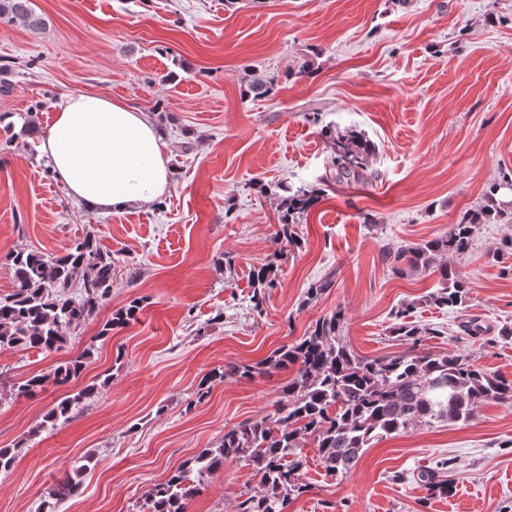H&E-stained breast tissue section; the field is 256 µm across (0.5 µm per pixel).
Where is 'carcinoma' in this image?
Returning a JSON list of instances; mask_svg holds the SVG:
<instances>
[{"label":"carcinoma","instance_id":"1","mask_svg":"<svg viewBox=\"0 0 512 512\" xmlns=\"http://www.w3.org/2000/svg\"><path fill=\"white\" fill-rule=\"evenodd\" d=\"M19 20L31 30L45 20L31 0H0V19ZM333 154L336 180L359 181L370 168L376 145L357 127L322 130ZM512 175L486 187L478 211L464 214L456 223L425 243L388 245L383 259L395 273L429 269L439 274L437 290L426 301L440 308L466 306L467 285L461 275L440 261L444 256H463L473 243L475 227L487 220L512 225V199L503 188ZM318 201L316 193L299 188L282 199L280 232L286 235ZM13 290L0 295V349L36 350L49 353L61 349L71 328L93 317L112 293L115 259L87 234L62 255L38 249H23L10 256ZM274 262L252 272L251 304L261 312L265 290L276 287ZM142 310L133 300L112 315L99 337L138 319ZM410 310L395 313L393 333L411 348L396 356L364 358L341 339L345 313L338 309L316 321L311 330L290 345L268 356L260 366L227 364L212 378L251 377L257 371L293 367L295 376L282 389L274 413L256 421H244L224 431L215 448L203 449L192 465L180 466L156 484L148 498V512H187L196 489L190 470L198 476L217 471L227 460L243 461L257 479L253 492L237 505L236 512H287L289 500L304 494L301 475L308 465L302 443L311 439L326 472L348 473L365 450L380 439L419 424L466 422L479 404L493 401L512 406V379L491 374L467 356L453 351L436 353L422 344L433 330L408 320ZM93 345L48 373L32 374L13 384L19 396L28 397L48 385L64 386L81 378ZM97 390L88 385L72 396L57 400L46 412L44 423L67 420L82 399ZM418 483L428 496H447L452 484L435 480L424 470ZM81 493V482L69 477L51 490L44 502L52 512V501Z\"/></svg>","mask_w":512,"mask_h":512}]
</instances>
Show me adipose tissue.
I'll use <instances>...</instances> for the list:
<instances>
[{"mask_svg": "<svg viewBox=\"0 0 512 512\" xmlns=\"http://www.w3.org/2000/svg\"><path fill=\"white\" fill-rule=\"evenodd\" d=\"M159 132L145 112L103 94H69L57 104L42 152L56 178L86 208L157 203L170 176Z\"/></svg>", "mask_w": 512, "mask_h": 512, "instance_id": "1", "label": "adipose tissue"}]
</instances>
